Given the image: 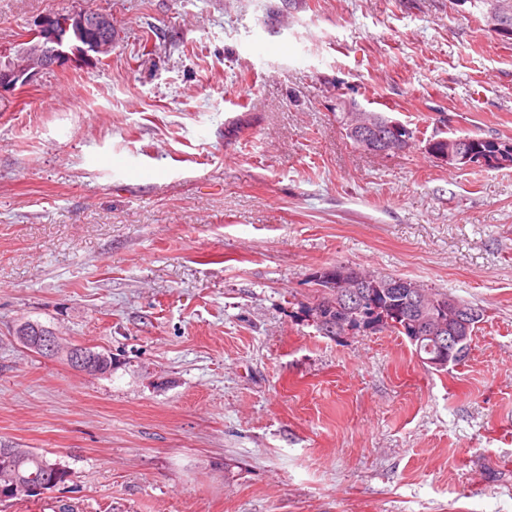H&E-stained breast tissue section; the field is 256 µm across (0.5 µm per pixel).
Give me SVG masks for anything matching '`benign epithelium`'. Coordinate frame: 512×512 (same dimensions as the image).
I'll return each instance as SVG.
<instances>
[{"mask_svg": "<svg viewBox=\"0 0 512 512\" xmlns=\"http://www.w3.org/2000/svg\"><path fill=\"white\" fill-rule=\"evenodd\" d=\"M75 30L77 32H91L92 50L97 58L112 53L115 36L112 30V18L96 11H78L71 13H53L42 17L31 30L28 41L33 43L31 53L20 60L9 58L5 65H0V95L11 93L16 87L31 82L41 70L56 67L61 63L74 60V56L63 51L62 35L60 31ZM390 133L385 134L372 126L371 122L364 120L352 124L355 139L359 147L370 153L384 154L394 144L410 143L405 136L398 135L402 130V123L390 121L386 124ZM341 288L339 299L344 302H353L354 311H362L365 301L361 294L355 291L357 284L345 279L337 284ZM476 317V311L467 310L448 297V308L426 319H419L414 323L413 336L410 341L419 345L424 337L433 339L439 351L422 358L427 365L437 371L445 370L451 363V357H461L468 354L471 342L469 327L471 319ZM450 335H445V332ZM19 341L26 347L40 351L48 356L62 357L78 367V370L93 375L97 354L80 345L64 346L59 342L55 333H47L40 328L31 329L22 325L17 329Z\"/></svg>", "mask_w": 512, "mask_h": 512, "instance_id": "benign-epithelium-1", "label": "benign epithelium"}]
</instances>
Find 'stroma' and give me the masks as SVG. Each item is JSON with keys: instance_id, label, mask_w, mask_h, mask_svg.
Returning <instances> with one entry per match:
<instances>
[{"instance_id": "1", "label": "stroma", "mask_w": 512, "mask_h": 512, "mask_svg": "<svg viewBox=\"0 0 512 512\" xmlns=\"http://www.w3.org/2000/svg\"><path fill=\"white\" fill-rule=\"evenodd\" d=\"M83 9L111 54L0 98V442L72 473L0 512H512V166L424 150L512 138L482 0H0V52ZM352 101L416 145L355 146ZM336 264L481 308L467 357L324 335ZM448 139L454 140L455 142H458V144L464 146V152L466 154H472L474 157H481L480 162H483L484 159L485 164L479 167L497 168L503 166L498 164L499 158L505 155H512V139L504 140L500 138H486L478 134H466L456 137H442L436 134L427 140L425 150L432 157H435L437 152L448 149V152L444 151L443 153L438 154V159L448 162V164L463 161L467 162L466 166L479 165L476 162H469L468 157H462L459 153L458 146L450 145L448 147ZM33 327L35 331L26 325L17 329L16 335L24 346L48 356L63 357L86 374H99L95 372L98 356L94 351L87 350L80 345L63 346L55 333H47L35 325Z\"/></svg>"}]
</instances>
